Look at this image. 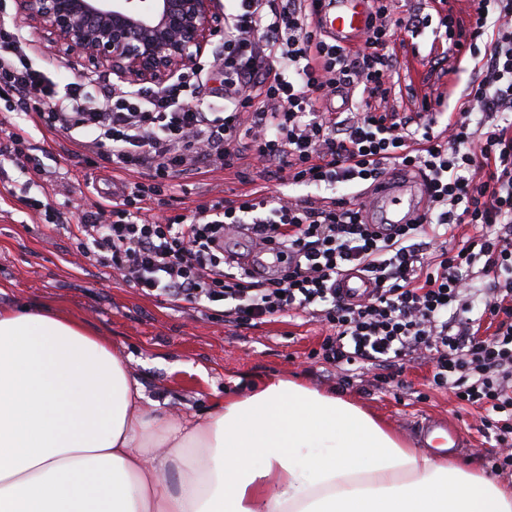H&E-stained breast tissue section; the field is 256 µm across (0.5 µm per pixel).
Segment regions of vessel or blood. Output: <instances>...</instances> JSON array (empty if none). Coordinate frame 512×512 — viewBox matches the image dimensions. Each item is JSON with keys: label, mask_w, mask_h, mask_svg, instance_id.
I'll return each mask as SVG.
<instances>
[{"label": "vessel or blood", "mask_w": 512, "mask_h": 512, "mask_svg": "<svg viewBox=\"0 0 512 512\" xmlns=\"http://www.w3.org/2000/svg\"><path fill=\"white\" fill-rule=\"evenodd\" d=\"M370 21V0H335L333 7L323 8L318 16L322 30L336 43L348 46L362 38ZM369 197L372 205L368 210L370 222L407 224L425 210L427 192L421 179L382 180L374 184ZM337 286L341 295L350 302H358L373 292L375 284L363 274L351 271L339 277ZM422 433L440 428L444 431L442 442L449 450H458L462 444L459 428L450 422L432 418L419 420Z\"/></svg>", "instance_id": "vessel-or-blood-1"}]
</instances>
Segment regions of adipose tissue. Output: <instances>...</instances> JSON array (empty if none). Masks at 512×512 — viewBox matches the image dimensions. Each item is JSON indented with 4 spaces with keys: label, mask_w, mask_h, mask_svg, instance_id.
Wrapping results in <instances>:
<instances>
[{
    "label": "adipose tissue",
    "mask_w": 512,
    "mask_h": 512,
    "mask_svg": "<svg viewBox=\"0 0 512 512\" xmlns=\"http://www.w3.org/2000/svg\"><path fill=\"white\" fill-rule=\"evenodd\" d=\"M140 398L78 321L0 307V512H512V488L295 381L186 423Z\"/></svg>",
    "instance_id": "obj_1"
}]
</instances>
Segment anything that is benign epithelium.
Listing matches in <instances>:
<instances>
[{
    "label": "benign epithelium",
    "mask_w": 512,
    "mask_h": 512,
    "mask_svg": "<svg viewBox=\"0 0 512 512\" xmlns=\"http://www.w3.org/2000/svg\"><path fill=\"white\" fill-rule=\"evenodd\" d=\"M29 36L107 69L129 85L161 87L196 67L224 31L220 0H15Z\"/></svg>",
    "instance_id": "benign-epithelium-1"
}]
</instances>
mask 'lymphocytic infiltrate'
Returning a JSON list of instances; mask_svg holds the SVG:
<instances>
[{
	"label": "lymphocytic infiltrate",
	"instance_id": "lymphocytic-infiltrate-1",
	"mask_svg": "<svg viewBox=\"0 0 512 512\" xmlns=\"http://www.w3.org/2000/svg\"><path fill=\"white\" fill-rule=\"evenodd\" d=\"M232 2L221 48L159 88H117L94 75L58 92L17 31L0 26V94L35 128L91 151L88 165L101 160L119 174L111 198L73 218L35 197L24 205L144 295L217 309L238 326L275 315L319 321L326 334L314 356L341 380L388 381L405 364H431L429 388L480 411V431L503 447L493 467L512 475V0H468V26L447 0H434L431 16L371 0L370 25L353 49L316 26L323 0ZM427 27L432 71L484 57L441 126L444 95H423L408 112L391 103V46ZM216 73L224 76L218 111L203 96ZM335 98L339 111H327ZM252 162L290 185L344 193L272 196L256 184L187 214L152 205L174 178ZM394 171L425 180L427 211L410 224L369 223L354 189ZM462 225L472 234L459 245ZM235 234L275 252L278 267L252 270L225 252ZM350 270L376 283L356 303L336 286ZM479 277L488 288L476 311Z\"/></svg>",
	"mask_w": 512,
	"mask_h": 512
}]
</instances>
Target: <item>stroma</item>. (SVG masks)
Masks as SVG:
<instances>
[{
	"label": "stroma",
	"instance_id": "obj_1",
	"mask_svg": "<svg viewBox=\"0 0 512 512\" xmlns=\"http://www.w3.org/2000/svg\"><path fill=\"white\" fill-rule=\"evenodd\" d=\"M398 48L400 85H412L399 106L411 108L412 93H441L456 106L476 62L466 59L452 76L431 75L428 65ZM0 123L21 124L33 133V149L42 166L7 169V187H0V306L38 303L50 311L80 321L105 337L141 389L145 411H157L180 421L204 417L216 400L247 395L254 385L269 378L294 379L346 398L379 417L409 447L425 451L429 445L412 425L427 415L455 423L466 445L454 462L490 471L498 454L493 439L478 431L476 415L461 411L452 395L429 391L430 367L408 365L399 379L412 392L397 398L392 388L338 383L335 372L324 371L310 354L323 339L319 325H300L289 317H275L255 327H238L185 304L175 307L147 297L109 271L78 255L75 242L64 230L45 227L42 217L29 211L16 196L27 189L56 208L87 205L93 195L87 180L98 170L85 166L71 153L63 136L41 134L26 120L19 105L0 100ZM64 171V192L53 190L48 171ZM260 173L250 166L237 173L217 172L206 177L175 179L159 208L183 213L221 197L232 199L250 189ZM424 400H415V393Z\"/></svg>",
	"mask_w": 512,
	"mask_h": 512
}]
</instances>
